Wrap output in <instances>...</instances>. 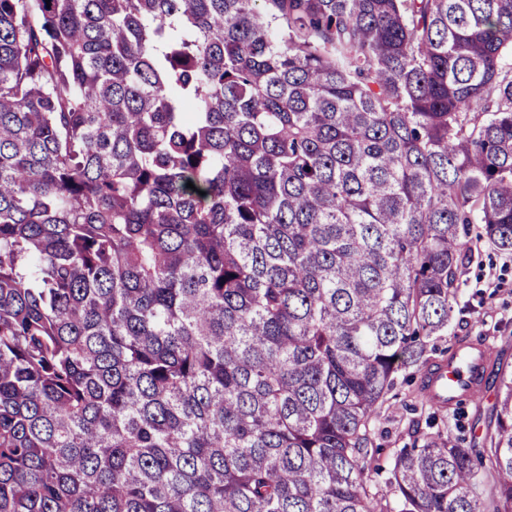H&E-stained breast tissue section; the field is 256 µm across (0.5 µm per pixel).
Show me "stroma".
<instances>
[{"label":"stroma","instance_id":"35a3bbf8","mask_svg":"<svg viewBox=\"0 0 512 512\" xmlns=\"http://www.w3.org/2000/svg\"><path fill=\"white\" fill-rule=\"evenodd\" d=\"M466 243L472 258L459 278L452 326L447 335L429 343L425 367L411 366L397 373L392 391L370 426L372 491L381 508L393 501L390 470L399 448L437 434L462 448H479L486 443L496 402L494 388H487L480 404L441 411L420 400L426 368L446 359L464 341L487 343L493 357L512 365V254L493 250L473 234Z\"/></svg>","mask_w":512,"mask_h":512}]
</instances>
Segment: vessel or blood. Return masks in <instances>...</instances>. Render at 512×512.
Returning a JSON list of instances; mask_svg holds the SVG:
<instances>
[{"label": "vessel or blood", "instance_id": "b4317fda", "mask_svg": "<svg viewBox=\"0 0 512 512\" xmlns=\"http://www.w3.org/2000/svg\"><path fill=\"white\" fill-rule=\"evenodd\" d=\"M490 359L486 345H469L455 350L425 378V393L438 404L453 407L474 402L483 386L479 377Z\"/></svg>", "mask_w": 512, "mask_h": 512}]
</instances>
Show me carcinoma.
<instances>
[{"instance_id":"1","label":"carcinoma","mask_w":512,"mask_h":512,"mask_svg":"<svg viewBox=\"0 0 512 512\" xmlns=\"http://www.w3.org/2000/svg\"><path fill=\"white\" fill-rule=\"evenodd\" d=\"M471 224L512 253V0H0V512H374ZM486 382L393 512H512Z\"/></svg>"}]
</instances>
